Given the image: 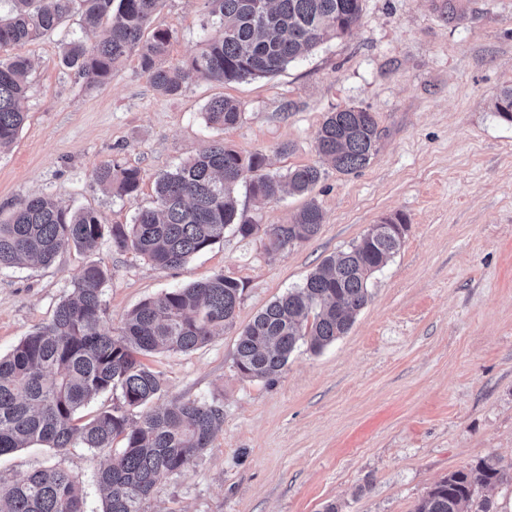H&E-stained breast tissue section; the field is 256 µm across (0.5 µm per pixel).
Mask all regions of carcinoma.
<instances>
[{
    "mask_svg": "<svg viewBox=\"0 0 512 512\" xmlns=\"http://www.w3.org/2000/svg\"><path fill=\"white\" fill-rule=\"evenodd\" d=\"M10 17L0 18V149L22 127L30 65L8 55L23 41L55 29L73 9L81 11L84 36L64 49L63 64L89 87L112 78V68L132 51L153 88L176 95L196 75L220 83L271 76L306 56L318 44L350 33L361 21L363 0H207L214 30L201 51L186 63L162 66L172 34L145 36L162 0H12ZM105 17L106 37L90 41ZM512 122V86L494 103ZM240 104L212 100L209 124L235 125ZM379 134L373 113L348 107L327 113L316 133L317 153L336 171L365 168ZM261 153L247 157L224 144L213 145L183 162L156 183L154 205L139 208L130 224H107L94 211L72 212L45 195L27 197L10 220L0 222V270L24 262L47 266L75 247L92 251L104 238L160 268H177L207 250L234 226L243 238L259 225L238 211L235 188L249 180L259 203L289 192L308 193L320 180L316 166L285 174L265 172ZM107 192L136 198L140 169L119 163L95 171ZM322 224L318 204L309 201L289 224L266 227V250L277 251L314 238ZM402 243L366 235L325 259L305 282L288 290L255 316L239 334L234 365L250 379H275L290 356L305 346L317 353L345 335L369 300V279ZM105 268H83L71 294L52 319L0 357V457L34 444L64 450L89 448L106 456L97 472L104 492L103 512H148L145 504L157 482L181 475L210 448L224 419L214 403L176 399L160 411L146 409L161 392V374L142 361L157 352L187 353L234 325L239 284L222 274L144 301L124 318L117 333L102 327ZM116 396L112 407L85 419L82 409L96 396ZM123 442L113 447L115 440ZM507 479L487 461L438 481L414 512H492L479 489ZM0 512H84L81 482L69 472L47 467L10 479L0 473Z\"/></svg>",
    "mask_w": 512,
    "mask_h": 512,
    "instance_id": "carcinoma-1",
    "label": "carcinoma"
}]
</instances>
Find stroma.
Returning <instances> with one entry per match:
<instances>
[{
  "instance_id": "stroma-1",
  "label": "stroma",
  "mask_w": 512,
  "mask_h": 512,
  "mask_svg": "<svg viewBox=\"0 0 512 512\" xmlns=\"http://www.w3.org/2000/svg\"><path fill=\"white\" fill-rule=\"evenodd\" d=\"M455 19H447V12ZM207 0H163L153 27L171 32L164 63L191 59L206 33ZM82 33L79 13L14 45L32 64L26 120L0 150V222L26 196L48 195L106 223H131L153 206L156 180L210 145L265 154L283 174L315 165L310 195L238 207L260 226L288 223L315 199L323 214L311 240L267 252L262 235L223 241L174 269L102 241L70 249L49 266L0 271V355L47 323L83 267L103 265L105 327L161 293L214 275L241 288L233 327L188 353L146 362L164 385L150 403L177 398L219 404L224 423L181 475L162 478L149 512H414L442 477L495 459L510 481L483 488L494 512H512V123L494 111L512 85V0H364L359 25L275 76L221 84L196 79L159 94L137 54L111 81L87 88L61 57ZM216 97L242 107L239 122L207 124ZM372 112L377 152L344 175L324 164L315 135L326 112ZM141 171L136 200L102 190L100 166ZM394 213L409 229L371 280L370 300L349 332L314 353L294 352L272 381L234 365L241 331L272 301L301 285L325 259ZM101 455L44 446L0 458L22 478L58 465L78 476L85 512H102Z\"/></svg>"
}]
</instances>
